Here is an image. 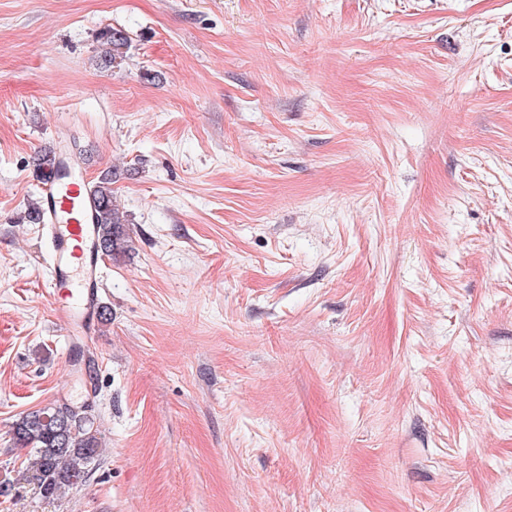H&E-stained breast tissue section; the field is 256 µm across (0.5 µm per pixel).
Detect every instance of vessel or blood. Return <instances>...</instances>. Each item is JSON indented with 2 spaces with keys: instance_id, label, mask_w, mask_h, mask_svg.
I'll return each instance as SVG.
<instances>
[{
  "instance_id": "obj_1",
  "label": "vessel or blood",
  "mask_w": 512,
  "mask_h": 512,
  "mask_svg": "<svg viewBox=\"0 0 512 512\" xmlns=\"http://www.w3.org/2000/svg\"><path fill=\"white\" fill-rule=\"evenodd\" d=\"M42 229L53 254L52 294H67L60 318L71 335L94 331L90 315L98 301L101 259L94 250L95 225L88 192L80 174L53 178L43 190Z\"/></svg>"
}]
</instances>
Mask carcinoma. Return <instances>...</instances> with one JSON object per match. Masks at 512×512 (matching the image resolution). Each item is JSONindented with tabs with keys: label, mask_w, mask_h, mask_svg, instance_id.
I'll return each mask as SVG.
<instances>
[{
	"label": "carcinoma",
	"mask_w": 512,
	"mask_h": 512,
	"mask_svg": "<svg viewBox=\"0 0 512 512\" xmlns=\"http://www.w3.org/2000/svg\"><path fill=\"white\" fill-rule=\"evenodd\" d=\"M101 45L98 63L118 66L130 49V37L122 28L107 27L97 36ZM39 176L49 178L63 170L56 151L49 148L35 160ZM116 172L104 170L90 187L91 206L100 226L99 249L106 256L132 250L127 219L115 204L112 184ZM15 443L33 452L27 479L43 498H57L63 490L83 480L99 457L100 441L88 412L68 403L29 411L13 425Z\"/></svg>",
	"instance_id": "carcinoma-1"
}]
</instances>
